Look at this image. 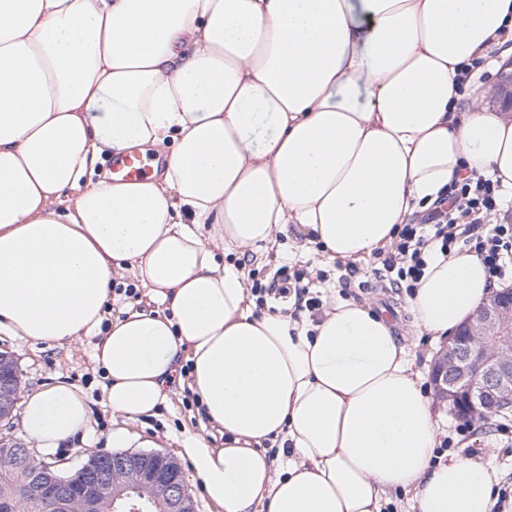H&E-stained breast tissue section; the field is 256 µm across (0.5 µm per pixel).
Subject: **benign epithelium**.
I'll return each instance as SVG.
<instances>
[{
  "label": "benign epithelium",
  "instance_id": "obj_1",
  "mask_svg": "<svg viewBox=\"0 0 512 512\" xmlns=\"http://www.w3.org/2000/svg\"><path fill=\"white\" fill-rule=\"evenodd\" d=\"M431 380L438 402L461 419L486 418L512 409V289L497 290L476 314L448 340L437 355ZM21 393L16 359L0 352V423L10 420ZM0 458L17 467L31 462L32 484L43 501L61 512L79 502L94 512L96 502L86 491H112L121 512H148L144 487L169 494L170 512H193V500L177 463L162 453L93 455L94 461L73 475L55 474L54 465L33 460L23 445L0 439Z\"/></svg>",
  "mask_w": 512,
  "mask_h": 512
}]
</instances>
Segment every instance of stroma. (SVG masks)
Listing matches in <instances>:
<instances>
[{"label": "stroma", "mask_w": 512, "mask_h": 512, "mask_svg": "<svg viewBox=\"0 0 512 512\" xmlns=\"http://www.w3.org/2000/svg\"><path fill=\"white\" fill-rule=\"evenodd\" d=\"M246 280L269 282L283 265L307 274L310 293L320 303L331 300L369 303L384 309L388 315L406 320L405 289L392 284L390 277L377 269L374 256L358 260H332L319 244L308 240L296 229L280 234L278 248L268 258L246 255L239 260ZM97 339L93 336L81 341L54 345L0 332V351L11 353L22 372V390L30 392L62 379L81 389L91 407L90 428L83 440L68 443L50 456H43L37 445L29 450L35 460L49 458L62 473L68 474L81 467L96 453L108 451L107 437L112 431V411L106 402L104 380L92 360V349ZM202 415L199 403L189 387L177 388L170 402L159 405L154 414L130 422L127 429L131 447H154L178 463L185 482L195 501L196 512H218L205 497L190 460L182 453V439L201 431ZM473 448L483 462L494 469L499 487L512 486V412L494 415L474 424V431L463 442L453 443L451 452L460 453Z\"/></svg>", "instance_id": "1"}]
</instances>
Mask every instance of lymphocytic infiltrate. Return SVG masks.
Returning a JSON list of instances; mask_svg holds the SVG:
<instances>
[{
  "label": "lymphocytic infiltrate",
  "mask_w": 512,
  "mask_h": 512,
  "mask_svg": "<svg viewBox=\"0 0 512 512\" xmlns=\"http://www.w3.org/2000/svg\"><path fill=\"white\" fill-rule=\"evenodd\" d=\"M500 201L497 183L471 176L450 185L443 205L437 206L429 224H406L390 250L378 253L383 270L395 283L415 288L431 254H448L458 243L472 245L495 280H502L507 260L512 259V225L499 224L492 235L473 236L479 214L496 210Z\"/></svg>",
  "instance_id": "f902f5d3"
}]
</instances>
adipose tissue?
Wrapping results in <instances>:
<instances>
[{"label":"adipose tissue","instance_id":"ef3b65f1","mask_svg":"<svg viewBox=\"0 0 512 512\" xmlns=\"http://www.w3.org/2000/svg\"><path fill=\"white\" fill-rule=\"evenodd\" d=\"M511 38L512 0H0V330L96 337L116 448L188 366L224 445L182 451L220 512H381L400 490L418 512H490L493 473L437 455L388 319L354 301L316 322L257 312L235 259L290 224L362 258L465 173L512 196V115L481 102ZM135 148L161 168L93 179ZM128 271L149 306L107 319ZM495 287L472 250L431 256L410 335L449 337ZM89 420L66 381L25 397L43 454Z\"/></svg>","mask_w":512,"mask_h":512}]
</instances>
